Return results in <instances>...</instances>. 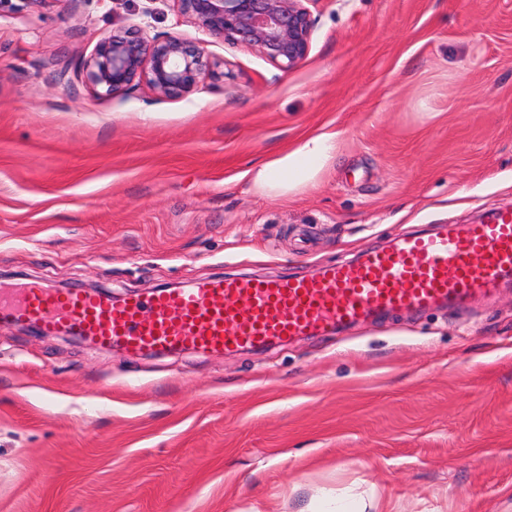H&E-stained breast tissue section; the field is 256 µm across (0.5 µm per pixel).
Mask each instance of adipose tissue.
Segmentation results:
<instances>
[{
    "instance_id": "1",
    "label": "adipose tissue",
    "mask_w": 512,
    "mask_h": 512,
    "mask_svg": "<svg viewBox=\"0 0 512 512\" xmlns=\"http://www.w3.org/2000/svg\"><path fill=\"white\" fill-rule=\"evenodd\" d=\"M341 143L336 134L315 132L278 152L248 171L252 190L280 202L313 187L336 159Z\"/></svg>"
}]
</instances>
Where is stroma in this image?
I'll return each mask as SVG.
<instances>
[{"instance_id": "1", "label": "stroma", "mask_w": 512, "mask_h": 512, "mask_svg": "<svg viewBox=\"0 0 512 512\" xmlns=\"http://www.w3.org/2000/svg\"><path fill=\"white\" fill-rule=\"evenodd\" d=\"M284 69L213 40L181 98L61 81L173 0L0 9V284L120 295L304 275L512 206V0H316ZM435 112L433 120L421 116ZM309 132L281 203L246 171ZM512 512V286L262 350H104L0 325V512ZM336 133L302 136L294 146L278 152L246 172L257 195L282 203L313 187L340 153Z\"/></svg>"}]
</instances>
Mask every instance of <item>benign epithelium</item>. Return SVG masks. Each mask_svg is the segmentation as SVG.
I'll return each mask as SVG.
<instances>
[{
    "label": "benign epithelium",
    "instance_id": "benign-epithelium-1",
    "mask_svg": "<svg viewBox=\"0 0 512 512\" xmlns=\"http://www.w3.org/2000/svg\"><path fill=\"white\" fill-rule=\"evenodd\" d=\"M183 21L224 43L257 51L291 69L307 56L313 20L308 0H175ZM205 41L180 34H150L119 27L73 65L74 76L99 96L125 93L141 83L159 98L194 92L209 70Z\"/></svg>",
    "mask_w": 512,
    "mask_h": 512
}]
</instances>
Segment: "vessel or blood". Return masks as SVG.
Segmentation results:
<instances>
[{"label": "vessel or blood", "mask_w": 512, "mask_h": 512, "mask_svg": "<svg viewBox=\"0 0 512 512\" xmlns=\"http://www.w3.org/2000/svg\"><path fill=\"white\" fill-rule=\"evenodd\" d=\"M512 282V207L309 275L215 277L192 288L116 297L32 284L0 291V323L72 333L135 353L244 352L349 327L371 315L459 309Z\"/></svg>", "instance_id": "b4317fda"}]
</instances>
